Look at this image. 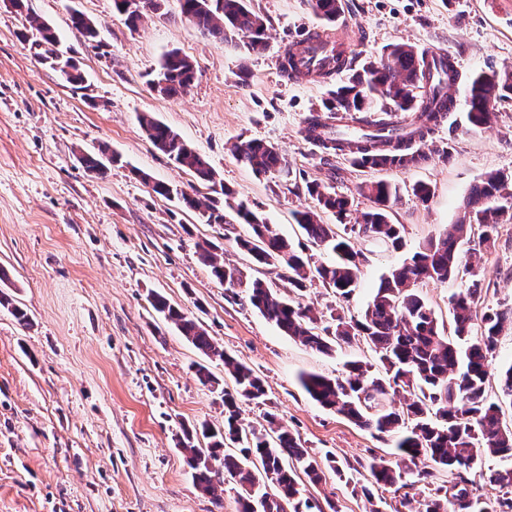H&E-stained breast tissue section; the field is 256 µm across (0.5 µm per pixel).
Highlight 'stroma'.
<instances>
[{"label":"stroma","instance_id":"1","mask_svg":"<svg viewBox=\"0 0 512 512\" xmlns=\"http://www.w3.org/2000/svg\"><path fill=\"white\" fill-rule=\"evenodd\" d=\"M266 25L264 49L250 52L206 37L169 0L164 15L129 28L112 0H28L17 11L0 0V512H238L241 489L224 483L219 497L192 478L179 441L185 431L205 447L202 426H224L220 378L224 362L200 353L150 305L158 293L198 320L217 346L251 367L267 391L262 404H240L244 424L278 415L320 463L324 478L301 480L303 497L322 512H395L401 496L366 497L357 484L373 458L393 450L389 436L360 429L313 401L300 377L341 375L350 360L377 357L354 341L332 354L284 335L249 301L256 271L235 240L244 224H211L178 198L154 194L150 181L197 197L231 189L293 248L307 239L295 211L315 208L307 187L318 182L354 197L352 218L369 202L357 186L370 173L346 157L329 156L303 134L305 119L325 110L333 84L289 80L281 49L302 32L332 29L352 45L360 67L393 43L439 50L459 61L448 120L424 145L427 162L386 172L400 187L392 219L405 247L360 236L366 256L349 301L320 284L302 298L321 320L336 306L361 316L382 275L407 252L442 235L464 215L463 202L489 172L512 176V98L498 104L491 126L467 121L466 83L481 71L512 70V0H343L325 24L308 0H250ZM100 26V47L71 26V10ZM51 25L61 58L73 59L84 80L71 84L47 59L40 23ZM179 51L195 66L186 94L167 98L149 80L165 53ZM148 114L194 147L216 173L215 183L179 168L147 139ZM259 139L279 148L282 170L256 174L233 152ZM108 145L118 157L104 173L86 171L81 153ZM430 184L429 202L410 187ZM218 245L241 281L219 283L198 246ZM481 306H512V222L498 227L483 253ZM22 309L27 323L15 318ZM205 365L216 385L195 374Z\"/></svg>","mask_w":512,"mask_h":512}]
</instances>
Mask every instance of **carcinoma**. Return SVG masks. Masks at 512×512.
Wrapping results in <instances>:
<instances>
[{
  "instance_id": "obj_1",
  "label": "carcinoma",
  "mask_w": 512,
  "mask_h": 512,
  "mask_svg": "<svg viewBox=\"0 0 512 512\" xmlns=\"http://www.w3.org/2000/svg\"><path fill=\"white\" fill-rule=\"evenodd\" d=\"M178 4L181 14L204 36L240 42L248 51L266 45L264 20L249 7V0H178ZM164 5L165 0H138L134 5L130 0H113L115 10L132 28L144 15L158 13ZM310 5L328 23L336 22L342 13L341 0H310ZM71 23L86 41H96L97 22L75 11ZM438 66L440 72L434 79L426 51L394 43L379 58L352 70L332 90L326 104L329 112L416 113L407 133L396 135L388 123L380 122L350 139L325 132L329 126L325 117L312 114L305 121L307 138L328 155H342L356 148L357 153L348 159L357 169L381 172L421 166L428 156L419 143L444 121L452 107L451 101L442 99L443 82L454 84L460 79L453 62ZM194 75L193 63L171 51L164 56L152 84L159 94L174 98L188 89ZM510 97L511 71L474 75L468 86V122L476 128L488 126L497 103ZM140 123L153 146L178 166L203 181L215 180L207 161L170 127L147 115L140 117ZM233 151L258 173L276 171L283 164L278 148L262 140L242 142ZM107 160L115 162L117 157L106 147L79 158L86 170L99 174L105 172ZM141 178L151 183L155 194L175 195L186 207L202 209L208 212V220L218 223L224 222L219 203L228 206L233 198L232 191L223 187V201L202 202L168 184L152 183L146 174ZM308 192L317 208L295 212V221L311 244L333 252L334 260L317 263L313 256L294 250L288 240L274 234L262 217L242 203L234 212L238 223L248 225L249 233L235 243L254 266L284 270L282 278L287 280L290 294L282 295L256 278L249 295L251 305L284 334L323 354L360 339L381 362L384 374L379 377L371 374L370 365L360 361L350 363L346 372L335 378L301 376L306 392L323 407L363 429L397 435L396 455L406 466L383 458L373 460L369 464L371 481L362 486L363 492L371 498L382 488L412 490L417 481L408 480L411 466L421 464L424 470L416 476L428 478L432 471L442 469L451 481L448 487L418 492L415 512H512V467L487 476L483 472L491 455L512 459V428L503 424L501 405L503 400L512 403V364L498 379L499 400L488 396L489 357L503 328L512 325V308L477 311L482 294L476 279L481 256L475 251L464 259L460 253L461 242L471 234L478 235L479 247L487 250L495 246L498 226L508 214L506 201L512 200V184L500 174H490L475 184L464 201L460 223L450 225L442 236L391 268L381 278L362 319L332 312L331 325L322 329L311 308L300 302L302 293L317 281L336 293V298L349 299L366 257L338 232L339 224L350 215L354 199L331 192L318 182L310 184ZM360 192L372 206L360 213V220L350 231L401 248V225L392 222L388 211V203L399 188L380 179L360 186ZM326 212L335 214L338 223H322L321 214ZM216 250V245L207 243L200 247V258L215 279L232 287L239 281V271L220 261ZM462 272L474 280L471 287L450 298L448 320L444 321L414 285L422 281L446 284ZM152 306L201 353L221 357L232 382V388H224V431L202 428L208 439L205 448L197 447L188 431L180 441L197 486L214 495L225 480H232L245 491L239 499L240 512H284L286 505L292 512H313L310 500L299 498L295 476L301 471L316 484L322 479V468L300 437L288 431L273 413L266 414L268 430L263 433L239 421L238 400L265 401L266 388L260 376L219 350L199 322L164 296L153 295ZM477 476L487 477L489 485L502 490V495L476 493Z\"/></svg>"
}]
</instances>
